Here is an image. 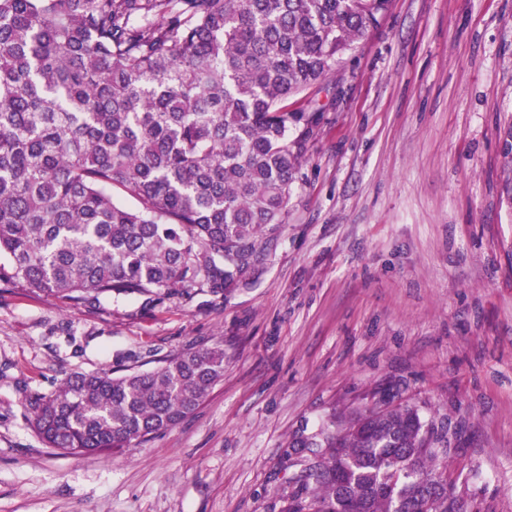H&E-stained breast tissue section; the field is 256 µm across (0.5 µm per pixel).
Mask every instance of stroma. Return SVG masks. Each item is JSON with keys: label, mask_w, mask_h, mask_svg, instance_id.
I'll list each match as a JSON object with an SVG mask.
<instances>
[{"label": "stroma", "mask_w": 512, "mask_h": 512, "mask_svg": "<svg viewBox=\"0 0 512 512\" xmlns=\"http://www.w3.org/2000/svg\"><path fill=\"white\" fill-rule=\"evenodd\" d=\"M278 241L228 297L183 288L72 307L0 284V512H278L301 431L397 402L447 420L468 512H512V0H392L330 81ZM224 347L176 427L62 456L25 399L76 372ZM499 141L501 144V155L503 157L502 169V193L509 206H512V125L509 124L506 129L499 131Z\"/></svg>", "instance_id": "stroma-1"}]
</instances>
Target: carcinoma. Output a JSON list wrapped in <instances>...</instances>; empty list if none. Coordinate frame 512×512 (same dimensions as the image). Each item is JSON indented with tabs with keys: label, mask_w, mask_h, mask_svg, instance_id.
<instances>
[{
	"label": "carcinoma",
	"mask_w": 512,
	"mask_h": 512,
	"mask_svg": "<svg viewBox=\"0 0 512 512\" xmlns=\"http://www.w3.org/2000/svg\"><path fill=\"white\" fill-rule=\"evenodd\" d=\"M391 0H0V282L72 306L197 286L268 261L326 80ZM297 135L290 136L291 131ZM512 206V125L499 132ZM118 188L137 202H114ZM224 347L75 373L26 398L64 455H115L192 415ZM279 512H462L448 427L409 405L298 433Z\"/></svg>",
	"instance_id": "carcinoma-1"
}]
</instances>
